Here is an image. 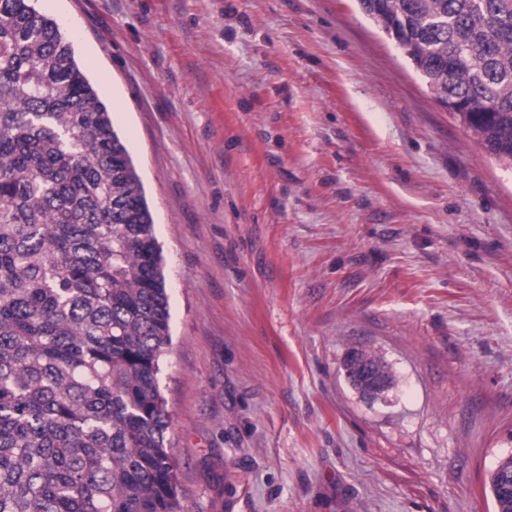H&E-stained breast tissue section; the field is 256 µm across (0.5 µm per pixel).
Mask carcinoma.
Listing matches in <instances>:
<instances>
[{
    "label": "carcinoma",
    "instance_id": "carcinoma-1",
    "mask_svg": "<svg viewBox=\"0 0 512 512\" xmlns=\"http://www.w3.org/2000/svg\"><path fill=\"white\" fill-rule=\"evenodd\" d=\"M360 5L512 165V0ZM170 343L152 217L108 107L54 20L0 0V512H186L157 379Z\"/></svg>",
    "mask_w": 512,
    "mask_h": 512
}]
</instances>
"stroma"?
I'll return each instance as SVG.
<instances>
[{
	"mask_svg": "<svg viewBox=\"0 0 512 512\" xmlns=\"http://www.w3.org/2000/svg\"><path fill=\"white\" fill-rule=\"evenodd\" d=\"M143 184L188 512H495L512 167L357 0H36ZM395 375L363 401L346 352Z\"/></svg>",
	"mask_w": 512,
	"mask_h": 512,
	"instance_id": "stroma-1",
	"label": "stroma"
}]
</instances>
